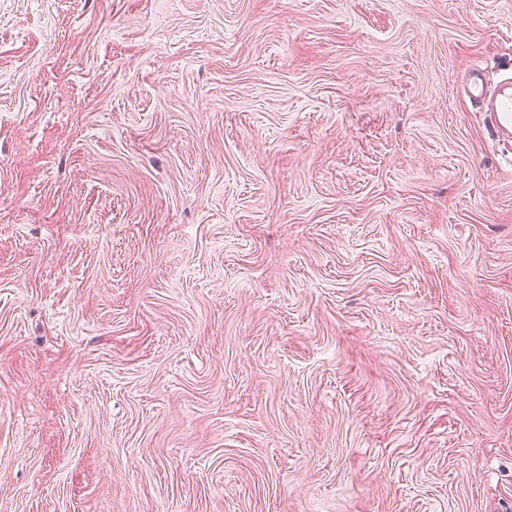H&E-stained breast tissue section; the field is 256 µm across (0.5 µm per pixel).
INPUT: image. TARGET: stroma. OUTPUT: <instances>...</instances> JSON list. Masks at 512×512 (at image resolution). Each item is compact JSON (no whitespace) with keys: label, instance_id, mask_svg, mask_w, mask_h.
<instances>
[{"label":"stroma","instance_id":"obj_1","mask_svg":"<svg viewBox=\"0 0 512 512\" xmlns=\"http://www.w3.org/2000/svg\"><path fill=\"white\" fill-rule=\"evenodd\" d=\"M512 0H0V512H512ZM463 99L482 112L495 144L512 145V75L491 84L479 67L471 68L463 85Z\"/></svg>","mask_w":512,"mask_h":512}]
</instances>
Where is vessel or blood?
<instances>
[{
	"label": "vessel or blood",
	"instance_id": "1",
	"mask_svg": "<svg viewBox=\"0 0 512 512\" xmlns=\"http://www.w3.org/2000/svg\"><path fill=\"white\" fill-rule=\"evenodd\" d=\"M463 99L482 112L494 143L512 145V76L493 84L482 69L472 68L463 86Z\"/></svg>",
	"mask_w": 512,
	"mask_h": 512
}]
</instances>
